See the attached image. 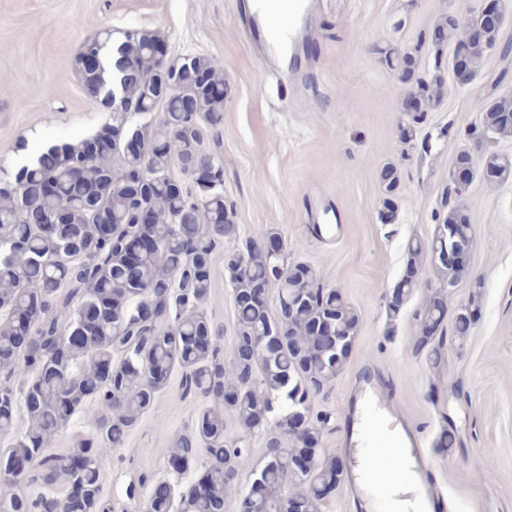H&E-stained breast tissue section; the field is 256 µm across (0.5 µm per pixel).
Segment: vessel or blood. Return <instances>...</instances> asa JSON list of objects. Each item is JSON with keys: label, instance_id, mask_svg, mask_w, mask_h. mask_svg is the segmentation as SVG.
<instances>
[{"label": "vessel or blood", "instance_id": "vessel-or-blood-1", "mask_svg": "<svg viewBox=\"0 0 512 512\" xmlns=\"http://www.w3.org/2000/svg\"><path fill=\"white\" fill-rule=\"evenodd\" d=\"M309 12L308 0H285L279 12L265 16L264 24L280 44L290 45ZM386 424L392 426V434L383 433ZM340 444L347 459L345 484L356 512H391L394 492L405 484L412 487L407 512H446L444 495L427 479L430 463L421 451V436L396 414L374 380L359 382ZM387 457L401 461L399 475L382 468Z\"/></svg>", "mask_w": 512, "mask_h": 512}]
</instances>
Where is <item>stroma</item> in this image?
Instances as JSON below:
<instances>
[{
  "instance_id": "stroma-1",
  "label": "stroma",
  "mask_w": 512,
  "mask_h": 512,
  "mask_svg": "<svg viewBox=\"0 0 512 512\" xmlns=\"http://www.w3.org/2000/svg\"><path fill=\"white\" fill-rule=\"evenodd\" d=\"M483 0H317L298 49L300 71L265 41L250 0H0V166L25 144L77 138L107 118L82 86L77 46L101 28L159 34L171 57L203 54L224 63V125L208 151L224 160V197L241 238L278 232L289 260L342 289L360 315L351 358L314 402L329 415L324 446L339 454L343 416L360 379L377 382L399 414L423 435L430 476L448 512H512V180H475L466 195L473 226L472 279L482 283L478 321L466 340L445 343L432 368L415 353L420 288L389 320L386 303L405 268L409 239H427L442 215L448 171L460 150L479 156L478 103L512 97V56L486 53L480 71L459 81L449 50L438 49L443 15H463ZM391 48L415 60L410 75L387 67ZM442 75L443 98L403 139L404 99L418 82ZM401 172L392 222L382 219L380 175ZM333 225V234L312 225ZM208 310L234 345L235 305L222 258L214 260ZM173 373L155 406L122 448L101 465L104 499L133 512L130 488L143 475L186 484L166 450L189 426L196 401L182 398ZM455 435L441 448V429Z\"/></svg>"
}]
</instances>
